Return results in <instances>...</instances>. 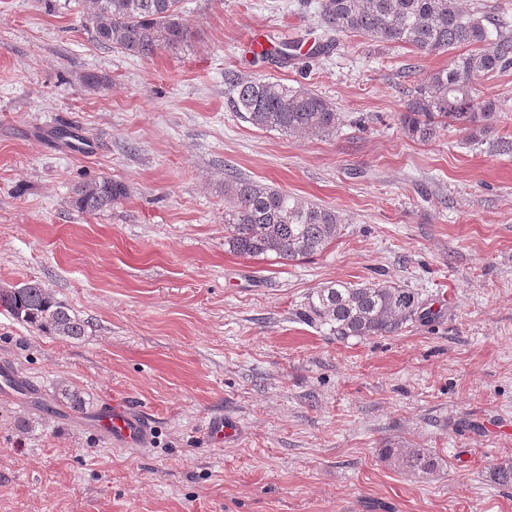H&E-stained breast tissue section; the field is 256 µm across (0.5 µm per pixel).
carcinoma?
<instances>
[{
	"label": "carcinoma",
	"instance_id": "1",
	"mask_svg": "<svg viewBox=\"0 0 512 512\" xmlns=\"http://www.w3.org/2000/svg\"><path fill=\"white\" fill-rule=\"evenodd\" d=\"M84 7L99 44L134 56L150 57L191 38L181 0H85ZM319 18L329 33H361L423 53L478 46L452 56L448 66L410 91L401 124L409 136L426 140L436 132L435 119L449 120L460 124L472 143L481 142L491 129L497 104L477 101L472 80L512 66L511 23L478 4L464 9L458 0H320ZM228 81L235 111L258 129L329 136L343 125L336 106L303 85L237 75ZM224 193V245L241 256L293 262L322 252L343 231L340 212L269 184L238 180L226 184ZM126 194L124 184L102 177L80 185L74 205L97 214ZM0 307L47 335L85 333L84 323L39 283L1 286ZM421 309V297L412 288L336 281L308 297L306 317L341 340L367 339L402 332L420 319ZM381 455L394 468L422 478L443 467L424 448L390 447Z\"/></svg>",
	"mask_w": 512,
	"mask_h": 512
}]
</instances>
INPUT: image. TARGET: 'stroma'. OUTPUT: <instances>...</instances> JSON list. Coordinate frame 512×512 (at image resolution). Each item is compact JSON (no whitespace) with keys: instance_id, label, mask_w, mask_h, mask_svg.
Segmentation results:
<instances>
[{"instance_id":"1","label":"stroma","mask_w":512,"mask_h":512,"mask_svg":"<svg viewBox=\"0 0 512 512\" xmlns=\"http://www.w3.org/2000/svg\"><path fill=\"white\" fill-rule=\"evenodd\" d=\"M318 2L182 0L191 42L142 58L102 47L78 0H0V285L39 282L86 324L49 336L0 308V361L30 384L0 395V512H512L490 479L512 462V68L474 83L498 104L482 145L455 123L413 138L407 92L448 53L327 37ZM257 31L300 62L247 54ZM231 74L304 85L344 124L258 129ZM100 177L127 196L78 210ZM237 179L343 213L341 237L290 263L231 252ZM336 281L416 289L429 316L337 339L302 317ZM115 398L150 415L148 447L103 441ZM219 414L237 433L205 444ZM393 444L444 467L395 471Z\"/></svg>"}]
</instances>
